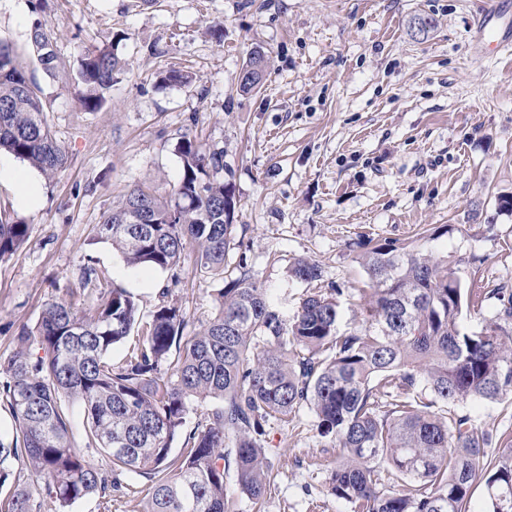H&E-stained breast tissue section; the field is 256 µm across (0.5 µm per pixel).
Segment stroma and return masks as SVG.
Returning a JSON list of instances; mask_svg holds the SVG:
<instances>
[{"label": "stroma", "mask_w": 512, "mask_h": 512, "mask_svg": "<svg viewBox=\"0 0 512 512\" xmlns=\"http://www.w3.org/2000/svg\"><path fill=\"white\" fill-rule=\"evenodd\" d=\"M484 0H0V40L12 44L45 103L66 154L54 178L19 208L0 182V203L30 226L24 245L0 262V357L44 305L79 291L86 266L132 292L140 321L163 305L185 313L184 336L217 311L218 282L188 251L173 269L130 267L93 238L105 213L145 183L170 196L188 137L224 152L221 180L237 199L229 261L245 260L293 319L309 292L289 277L298 258L319 263L322 292L340 289L341 327L362 324L366 274L352 244L363 238L411 244L432 229L434 256L471 257L468 288L512 290V214L495 199L512 193V60L471 45ZM434 20L412 38L415 15ZM53 34L61 70L105 43L127 67L94 111L76 86L46 72L32 24ZM268 59L261 89L241 92L253 51ZM177 70L187 82L165 84ZM449 413L512 440V406L467 401ZM274 475L262 512H352L328 478L342 459L301 412L267 430Z\"/></svg>", "instance_id": "1"}]
</instances>
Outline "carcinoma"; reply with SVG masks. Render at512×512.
<instances>
[{
    "instance_id": "cac0c4a2",
    "label": "carcinoma",
    "mask_w": 512,
    "mask_h": 512,
    "mask_svg": "<svg viewBox=\"0 0 512 512\" xmlns=\"http://www.w3.org/2000/svg\"><path fill=\"white\" fill-rule=\"evenodd\" d=\"M266 66L262 53L253 54L240 91L257 89L247 73ZM125 68L108 45L88 51L78 70L80 105L100 107ZM27 82L16 50L0 42V150L53 177L66 155ZM177 153L174 197L133 187L96 225V239L131 267L160 270L194 247L199 268L223 283L216 314L186 339L183 311L163 305L143 325L138 346L114 362L110 353L137 322L138 306L89 266L81 296L90 314L72 297L54 300L34 326L20 327L14 352L0 359V405L15 423L12 438L0 437V512H41L45 504L65 512L89 496L112 512V492L134 477L148 481L145 512H239L224 487L232 470L240 496L257 506L272 478L267 427L303 409L343 452L329 490L353 512H473V484L483 471L485 512H512V446L494 447L491 431L444 410L450 402L512 400V291L495 289L493 315L481 331L465 332L466 258L367 240L365 324L340 329L338 302L318 293L303 299L290 323L245 266L227 261L237 202L233 187L216 177L223 150L185 138ZM139 210L156 223H133ZM28 234L29 224L0 208V260ZM289 276L314 285L323 270L300 258ZM207 399L220 405L171 457L194 402ZM76 401L87 415L84 448L103 450L101 465L75 445L69 404ZM385 465L401 489L381 487ZM32 477L45 500L35 499Z\"/></svg>"
}]
</instances>
